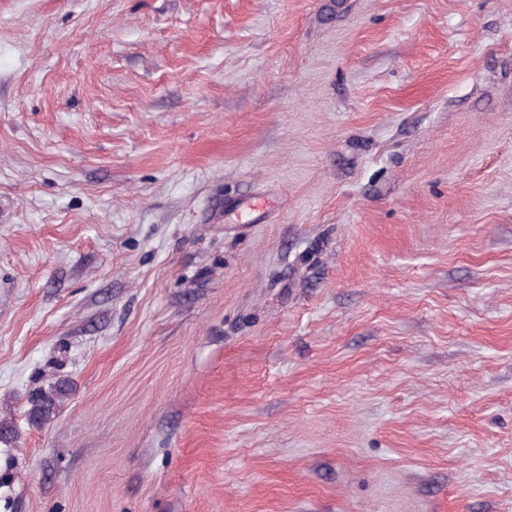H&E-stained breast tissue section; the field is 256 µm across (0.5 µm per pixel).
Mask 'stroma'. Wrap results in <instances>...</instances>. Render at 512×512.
Listing matches in <instances>:
<instances>
[{
    "label": "stroma",
    "mask_w": 512,
    "mask_h": 512,
    "mask_svg": "<svg viewBox=\"0 0 512 512\" xmlns=\"http://www.w3.org/2000/svg\"><path fill=\"white\" fill-rule=\"evenodd\" d=\"M1 414L0 512H512V0H0ZM69 391L66 381H60L48 390L39 389L28 395L27 417L35 425H44L51 421L58 410L60 401Z\"/></svg>",
    "instance_id": "obj_1"
}]
</instances>
